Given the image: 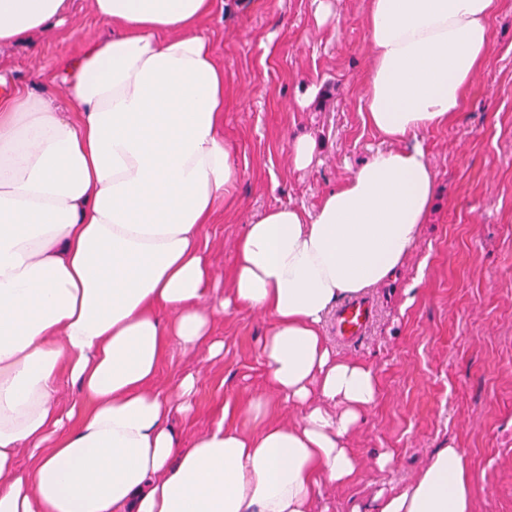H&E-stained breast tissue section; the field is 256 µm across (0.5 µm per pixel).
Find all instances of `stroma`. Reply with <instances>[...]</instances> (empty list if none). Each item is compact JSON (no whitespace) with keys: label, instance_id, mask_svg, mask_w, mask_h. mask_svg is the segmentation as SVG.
I'll list each match as a JSON object with an SVG mask.
<instances>
[{"label":"stroma","instance_id":"35a3bbf8","mask_svg":"<svg viewBox=\"0 0 512 512\" xmlns=\"http://www.w3.org/2000/svg\"><path fill=\"white\" fill-rule=\"evenodd\" d=\"M215 0L201 23L224 65V140L242 178L237 201L204 228L208 255L226 278L246 224L280 205L315 208L387 142L365 121L370 65L366 0ZM492 51L452 124L419 135L437 172L428 224L396 274L365 292L374 317L359 341L323 331L338 357L366 364L380 398L346 439L359 460L354 478L323 487L315 512H376L378 495L412 481L443 448L467 455L475 512H512V0L490 16ZM109 33L91 0H68L55 40L31 34L0 47V96L42 94L32 78ZM306 136L316 158L295 170L288 143ZM267 317L232 310L213 335L217 359L172 347L159 371L172 388L197 379L191 416L173 417L184 442L208 430L225 402L267 395L261 345ZM392 461L378 467L380 454Z\"/></svg>","mask_w":512,"mask_h":512}]
</instances>
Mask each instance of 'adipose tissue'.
<instances>
[{
	"label": "adipose tissue",
	"instance_id": "1",
	"mask_svg": "<svg viewBox=\"0 0 512 512\" xmlns=\"http://www.w3.org/2000/svg\"><path fill=\"white\" fill-rule=\"evenodd\" d=\"M214 0H92L106 38L55 69L68 107L0 99V512H313L359 461L345 440L379 399L321 321L389 279L436 198L421 132L456 118L492 51L496 0H368L365 121L389 145L314 211L266 210L217 297L203 228L241 174L220 134L224 66L199 28ZM68 0H0V46L52 37ZM268 314L275 397L227 406L190 445L193 375L158 386L171 344L222 353L230 309ZM83 399L59 406L63 380ZM302 407L280 423L276 404ZM28 465H20L21 455ZM462 449L438 451L377 512H474Z\"/></svg>",
	"mask_w": 512,
	"mask_h": 512
}]
</instances>
